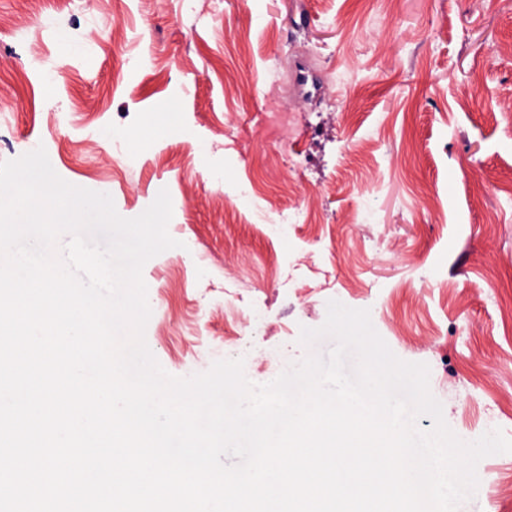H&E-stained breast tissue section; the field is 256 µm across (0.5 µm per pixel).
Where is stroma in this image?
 I'll return each instance as SVG.
<instances>
[{"instance_id":"1","label":"stroma","mask_w":512,"mask_h":512,"mask_svg":"<svg viewBox=\"0 0 512 512\" xmlns=\"http://www.w3.org/2000/svg\"><path fill=\"white\" fill-rule=\"evenodd\" d=\"M17 16L24 38L0 31V161L44 146L125 218L168 190L180 245L142 275L169 374L207 371L232 334L268 383L334 299L429 366L458 437L512 438V0H0ZM296 38L320 98L283 68ZM46 70L75 107L62 127L41 109ZM272 199L307 223H279Z\"/></svg>"}]
</instances>
